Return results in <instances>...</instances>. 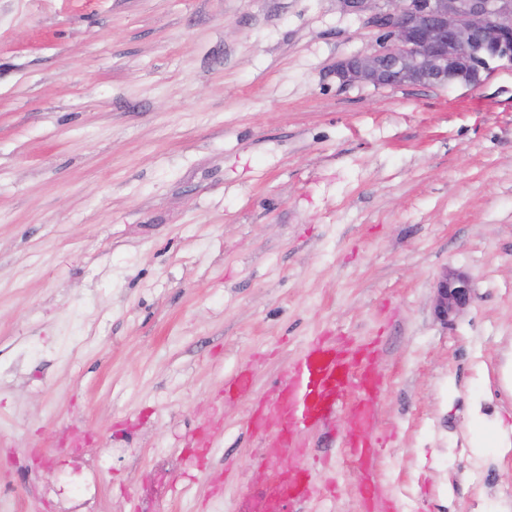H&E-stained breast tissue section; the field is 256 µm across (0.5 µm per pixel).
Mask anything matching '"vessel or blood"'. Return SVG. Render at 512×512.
Returning a JSON list of instances; mask_svg holds the SVG:
<instances>
[{
    "label": "vessel or blood",
    "instance_id": "vessel-or-blood-1",
    "mask_svg": "<svg viewBox=\"0 0 512 512\" xmlns=\"http://www.w3.org/2000/svg\"><path fill=\"white\" fill-rule=\"evenodd\" d=\"M350 380V369L335 350L322 340L312 341L290 369L280 398L270 404L265 417L255 421V429L277 428L286 447H300V433L333 412Z\"/></svg>",
    "mask_w": 512,
    "mask_h": 512
}]
</instances>
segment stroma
Segmentation results:
<instances>
[{
  "mask_svg": "<svg viewBox=\"0 0 512 512\" xmlns=\"http://www.w3.org/2000/svg\"><path fill=\"white\" fill-rule=\"evenodd\" d=\"M376 38L340 0H0V512H267L301 475L284 512H512V68L339 87ZM318 337L374 384L267 456ZM435 290L434 312L444 324L472 301L471 285L462 275L448 277V271L443 272L435 284Z\"/></svg>",
  "mask_w": 512,
  "mask_h": 512,
  "instance_id": "35a3bbf8",
  "label": "stroma"
}]
</instances>
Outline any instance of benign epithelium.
I'll use <instances>...</instances> for the list:
<instances>
[{
    "instance_id": "7a95c632",
    "label": "benign epithelium",
    "mask_w": 512,
    "mask_h": 512,
    "mask_svg": "<svg viewBox=\"0 0 512 512\" xmlns=\"http://www.w3.org/2000/svg\"><path fill=\"white\" fill-rule=\"evenodd\" d=\"M341 2L378 33L371 52L336 62L341 88L402 86L412 74L444 86L450 69L467 73L461 84L476 86L482 75L512 67V0H388L385 8L380 0ZM471 301L468 279L443 272L435 284L436 317L446 324Z\"/></svg>"
}]
</instances>
